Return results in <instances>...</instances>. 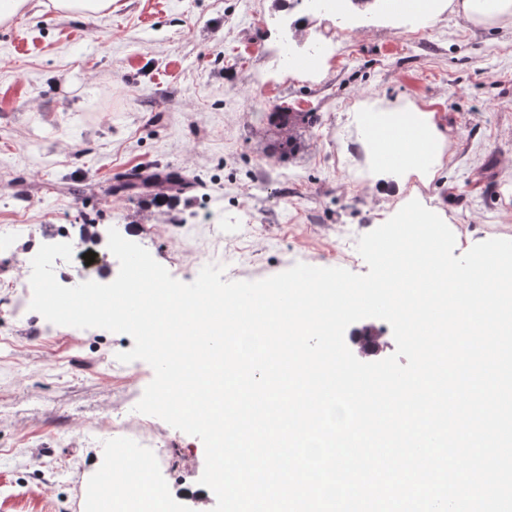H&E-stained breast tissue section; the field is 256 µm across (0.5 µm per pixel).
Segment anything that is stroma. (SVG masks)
<instances>
[{
  "instance_id": "35a3bbf8",
  "label": "stroma",
  "mask_w": 512,
  "mask_h": 512,
  "mask_svg": "<svg viewBox=\"0 0 512 512\" xmlns=\"http://www.w3.org/2000/svg\"><path fill=\"white\" fill-rule=\"evenodd\" d=\"M292 2L113 0L110 14L84 17L32 0L0 26V233L13 237L0 254V512H83L92 461L124 445L116 423L134 433L152 422L158 442L180 449L165 480L175 512H195L185 490L205 465L198 437L136 412L154 371L117 360L129 335L30 310L25 260L41 245L71 244V261L54 265L65 286L117 277L112 228L183 283L208 264L229 281L299 262L364 274L358 239L414 199L452 230L455 255L512 240V18L445 11L397 27L382 0H349L338 18ZM284 41L317 63L282 66ZM373 105L435 114L453 149L433 175L372 181L358 116ZM281 106L318 116L294 129L284 157L267 120ZM150 163L196 189L159 202L111 194Z\"/></svg>"
}]
</instances>
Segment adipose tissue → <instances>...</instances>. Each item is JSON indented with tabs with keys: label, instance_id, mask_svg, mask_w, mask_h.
Segmentation results:
<instances>
[{
	"label": "adipose tissue",
	"instance_id": "obj_1",
	"mask_svg": "<svg viewBox=\"0 0 512 512\" xmlns=\"http://www.w3.org/2000/svg\"><path fill=\"white\" fill-rule=\"evenodd\" d=\"M450 10L464 20L488 23L512 14V0H418L417 15L432 19L442 10ZM366 135L378 154L371 178L398 179L410 171L434 167L446 145L431 116L407 108L401 119L373 116L364 119ZM94 470L101 479L87 499L86 512H114L128 499L149 501L151 512H171V494L167 487L150 479L109 481V467L99 461Z\"/></svg>",
	"mask_w": 512,
	"mask_h": 512
}]
</instances>
